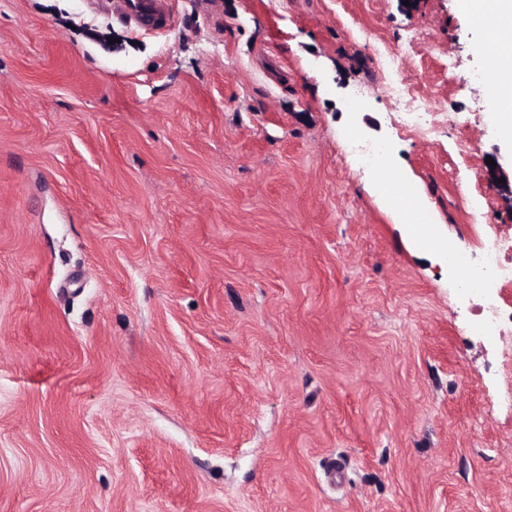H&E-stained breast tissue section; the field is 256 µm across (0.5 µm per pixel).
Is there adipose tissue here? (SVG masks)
Returning a JSON list of instances; mask_svg holds the SVG:
<instances>
[{
  "label": "adipose tissue",
  "mask_w": 512,
  "mask_h": 512,
  "mask_svg": "<svg viewBox=\"0 0 512 512\" xmlns=\"http://www.w3.org/2000/svg\"><path fill=\"white\" fill-rule=\"evenodd\" d=\"M461 9L489 34L484 50L497 119L512 133V0H463Z\"/></svg>",
  "instance_id": "ef3b65f1"
}]
</instances>
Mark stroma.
Wrapping results in <instances>:
<instances>
[{
    "instance_id": "stroma-1",
    "label": "stroma",
    "mask_w": 512,
    "mask_h": 512,
    "mask_svg": "<svg viewBox=\"0 0 512 512\" xmlns=\"http://www.w3.org/2000/svg\"><path fill=\"white\" fill-rule=\"evenodd\" d=\"M172 8L0 0V512H512V340L415 236L512 235L483 31L459 0ZM171 0H124L125 14L138 30L162 31L172 24ZM390 96L394 101L393 118L400 130L420 128L427 122L428 108L407 87L395 84Z\"/></svg>"
}]
</instances>
